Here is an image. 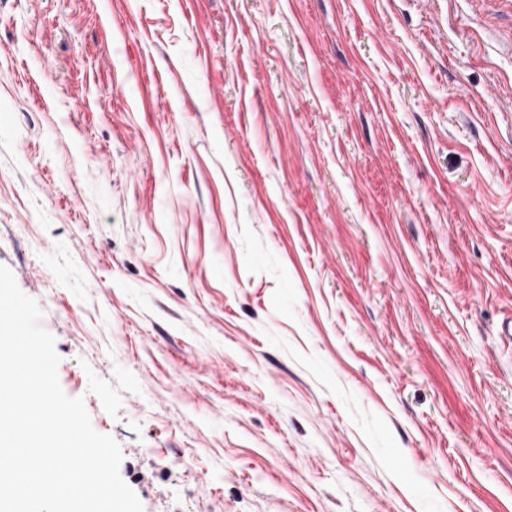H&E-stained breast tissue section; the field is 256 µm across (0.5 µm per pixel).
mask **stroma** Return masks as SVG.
<instances>
[{
  "label": "stroma",
  "instance_id": "1",
  "mask_svg": "<svg viewBox=\"0 0 512 512\" xmlns=\"http://www.w3.org/2000/svg\"><path fill=\"white\" fill-rule=\"evenodd\" d=\"M0 265L143 512H512V0H0Z\"/></svg>",
  "mask_w": 512,
  "mask_h": 512
}]
</instances>
